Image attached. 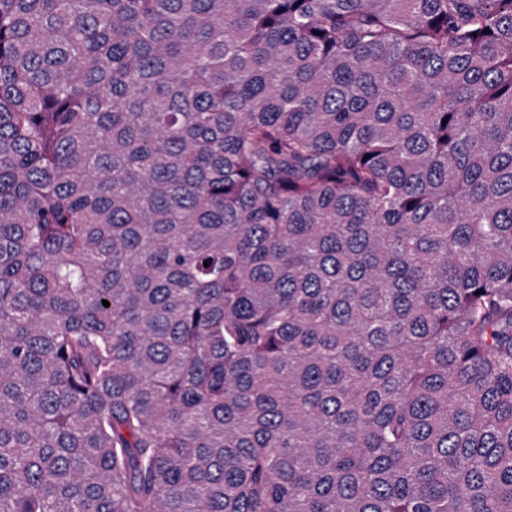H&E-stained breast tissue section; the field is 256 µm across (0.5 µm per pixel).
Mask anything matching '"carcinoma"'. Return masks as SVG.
<instances>
[{
	"label": "carcinoma",
	"mask_w": 512,
	"mask_h": 512,
	"mask_svg": "<svg viewBox=\"0 0 512 512\" xmlns=\"http://www.w3.org/2000/svg\"><path fill=\"white\" fill-rule=\"evenodd\" d=\"M0 512H512V0H0Z\"/></svg>",
	"instance_id": "cac0c4a2"
}]
</instances>
